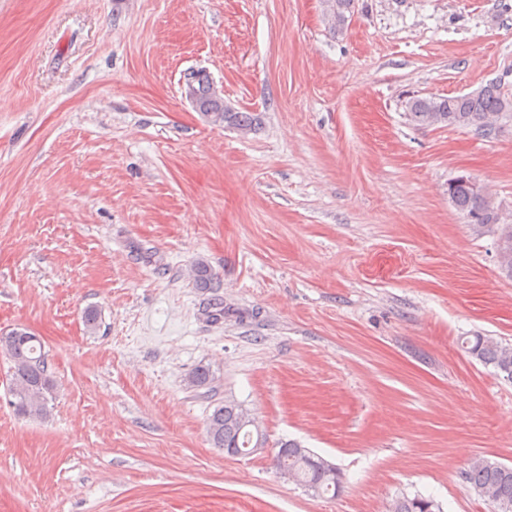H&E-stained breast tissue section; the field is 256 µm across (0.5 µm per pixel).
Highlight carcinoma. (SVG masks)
<instances>
[{
	"label": "carcinoma",
	"instance_id": "1",
	"mask_svg": "<svg viewBox=\"0 0 512 512\" xmlns=\"http://www.w3.org/2000/svg\"><path fill=\"white\" fill-rule=\"evenodd\" d=\"M326 18L333 31H341L353 13L354 0H324ZM406 118L416 126H460L488 131L493 122L501 119L512 121V100L506 98L499 86L490 84L477 93L453 97H411L406 103ZM195 109L213 124L250 131L261 123L257 113L238 112L224 105L223 98L211 93L209 76L202 74L196 82ZM449 198L454 206L466 214L473 228L483 233L497 235V251L502 270L512 278V224H501L494 206L484 191H476L471 181L455 179L448 183ZM217 277L210 267L199 262L194 269V282L199 288L216 287ZM27 339L0 336V351L8 355L14 365L11 405L15 412L28 418H41L47 413V394L52 390V380L45 369L42 344L39 337L26 333ZM466 352L482 365L492 367L496 373L512 379V348L490 336H476L466 341ZM242 405L226 400L216 406L209 417L207 434L212 447L224 453L248 455L251 447L263 438L244 426ZM298 443L281 444L274 462L277 469L288 471V476L316 495L338 491L339 474L336 467L315 455H301ZM334 474L325 476L323 470ZM466 482L478 496L492 502L497 512L509 508L512 512V466L487 458L474 459L466 473ZM434 501L415 496L400 498L391 512H435Z\"/></svg>",
	"mask_w": 512,
	"mask_h": 512
}]
</instances>
